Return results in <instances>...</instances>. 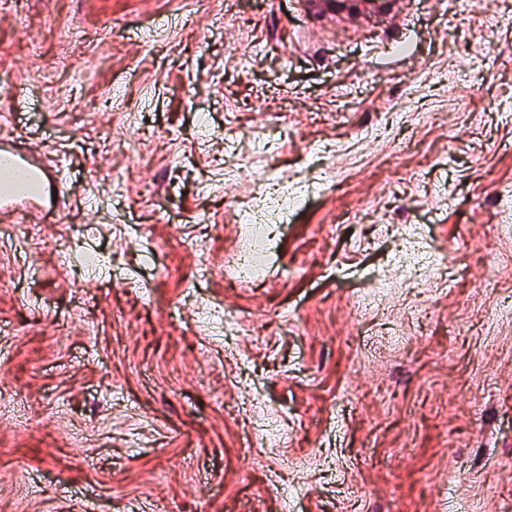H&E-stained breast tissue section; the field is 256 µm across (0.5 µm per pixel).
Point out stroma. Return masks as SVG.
<instances>
[{
	"label": "stroma",
	"mask_w": 512,
	"mask_h": 512,
	"mask_svg": "<svg viewBox=\"0 0 512 512\" xmlns=\"http://www.w3.org/2000/svg\"><path fill=\"white\" fill-rule=\"evenodd\" d=\"M0 0V512H512V0ZM9 169L23 174L36 186L34 191L0 190V218L3 220L20 206H35L44 200L47 189L53 180L49 168L37 162L30 153L7 145L5 139L0 142V170Z\"/></svg>",
	"instance_id": "35a3bbf8"
}]
</instances>
